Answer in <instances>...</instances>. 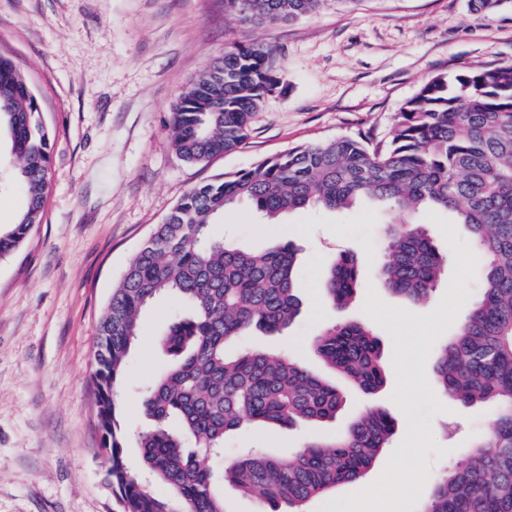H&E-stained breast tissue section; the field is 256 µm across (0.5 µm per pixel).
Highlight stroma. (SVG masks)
Returning a JSON list of instances; mask_svg holds the SVG:
<instances>
[{"label": "stroma", "instance_id": "1", "mask_svg": "<svg viewBox=\"0 0 512 512\" xmlns=\"http://www.w3.org/2000/svg\"><path fill=\"white\" fill-rule=\"evenodd\" d=\"M238 43L274 53L279 83L256 112L246 145L207 165L184 162L169 131L184 89ZM0 54L27 75L50 132L51 180L41 224L0 260V512H123L103 476L91 392L98 317L113 284L155 224L195 185L249 169L290 148L358 133L391 136L401 106L438 74L512 63V7L486 18L469 0H331L274 26L241 21L224 0H0ZM24 193L0 145V225L14 223ZM398 213L364 199L347 210H299L259 223L241 204L215 234L260 247L298 249L301 310L285 332L250 331L227 354L260 347L323 373L310 347L326 326L370 325L383 346L385 386L366 394L341 384L335 421L294 429L261 426L224 441L278 451L346 431L374 406L395 422L388 448L361 482L312 500L308 512H420L434 478L462 456L489 416L449 400L434 365L478 294L483 257L452 213L426 211L448 272L425 305L388 292L378 278L386 225ZM354 255L361 287L346 308L324 299L326 271ZM179 308L156 299L141 317L120 389L125 455L139 462L148 421L135 393L168 363L160 341Z\"/></svg>", "mask_w": 512, "mask_h": 512}]
</instances>
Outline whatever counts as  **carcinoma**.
Returning <instances> with one entry per match:
<instances>
[{
	"mask_svg": "<svg viewBox=\"0 0 512 512\" xmlns=\"http://www.w3.org/2000/svg\"><path fill=\"white\" fill-rule=\"evenodd\" d=\"M325 0H225L244 22L276 25L317 11ZM493 16L512 0H470ZM277 85L272 52L233 45L183 91L170 120L176 154L192 165L246 144L251 118ZM26 75L0 56V140L10 145L26 206L0 226V259L42 222L50 181V138ZM372 198L407 214L450 211L485 257L482 287L444 345L435 382L449 399L487 404L485 431L465 460L434 480L421 512H512V64L463 70L428 80L397 113L385 145L365 134L301 145L222 181L190 189L175 204L115 283L100 313L93 351L95 411L106 478L125 512H229L222 487L252 498L259 512H305L312 498L355 483L395 430L384 411L365 409L345 433L280 454L251 450L215 470L210 456L224 437L253 425L290 428L336 418V385L293 359L227 343L256 329L281 333L300 312L297 251L270 241L261 248L217 236L212 227L240 203L267 224L310 206L333 210ZM388 253L378 275L390 293L425 302L448 260L423 224L387 226ZM326 301L350 303L360 288L353 256L341 253L326 275ZM161 295L191 309L168 325L175 362L140 392L151 421L139 436L140 467L130 470L116 387L140 316ZM332 372L365 394L386 383L383 349L360 323L332 325L312 340ZM166 486L161 496L141 476Z\"/></svg>",
	"mask_w": 512,
	"mask_h": 512,
	"instance_id": "carcinoma-1",
	"label": "carcinoma"
}]
</instances>
